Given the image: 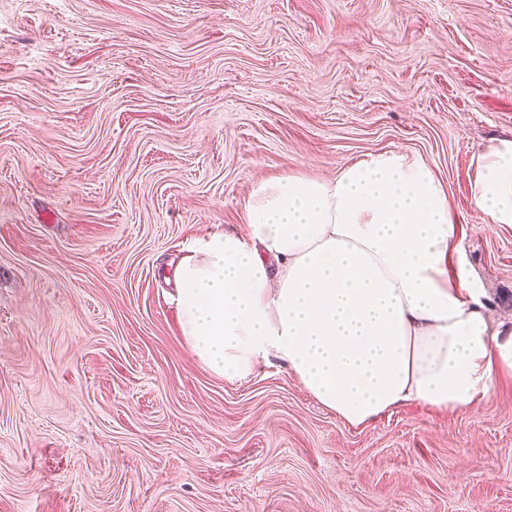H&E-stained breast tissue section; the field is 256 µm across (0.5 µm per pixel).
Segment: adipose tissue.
<instances>
[{
	"instance_id": "ef3b65f1",
	"label": "adipose tissue",
	"mask_w": 512,
	"mask_h": 512,
	"mask_svg": "<svg viewBox=\"0 0 512 512\" xmlns=\"http://www.w3.org/2000/svg\"><path fill=\"white\" fill-rule=\"evenodd\" d=\"M475 168V210L512 224V138ZM246 210V224L195 238L173 270L180 334L215 375L240 381L282 361L352 427L409 403L470 411L512 376V326L495 322L420 158L389 151L329 178L265 179Z\"/></svg>"
}]
</instances>
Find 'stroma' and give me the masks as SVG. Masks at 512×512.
<instances>
[{
    "instance_id": "obj_1",
    "label": "stroma",
    "mask_w": 512,
    "mask_h": 512,
    "mask_svg": "<svg viewBox=\"0 0 512 512\" xmlns=\"http://www.w3.org/2000/svg\"><path fill=\"white\" fill-rule=\"evenodd\" d=\"M512 0H0V512H512V380L363 428L278 361L212 374L161 273L255 183L397 151L512 322ZM471 196L489 224H512V138L490 143L476 155Z\"/></svg>"
}]
</instances>
